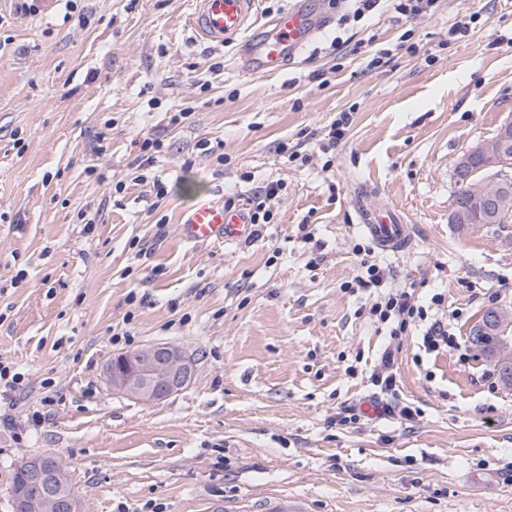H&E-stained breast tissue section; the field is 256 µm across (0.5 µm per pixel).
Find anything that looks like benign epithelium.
I'll return each mask as SVG.
<instances>
[{"mask_svg": "<svg viewBox=\"0 0 512 512\" xmlns=\"http://www.w3.org/2000/svg\"><path fill=\"white\" fill-rule=\"evenodd\" d=\"M485 161L488 175L472 180L467 195L473 202H493L512 178V122L500 126L491 140L471 148L456 161L461 170L471 155ZM194 376V362L170 344H147L110 358L105 378L112 389L142 403H155L184 389ZM27 480L15 492L23 506L36 512H83L82 498L68 477V467L55 455H40L26 463Z\"/></svg>", "mask_w": 512, "mask_h": 512, "instance_id": "7a95c632", "label": "benign epithelium"}]
</instances>
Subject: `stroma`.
Segmentation results:
<instances>
[{"instance_id": "stroma-1", "label": "stroma", "mask_w": 512, "mask_h": 512, "mask_svg": "<svg viewBox=\"0 0 512 512\" xmlns=\"http://www.w3.org/2000/svg\"><path fill=\"white\" fill-rule=\"evenodd\" d=\"M20 4L0 0V361L27 387L0 393V512L15 467L45 452L67 463L85 512H260L279 499L303 512H512V386L469 343L486 309L512 308V222L463 232L450 219L457 158L512 120V0L346 24L343 6L315 0L328 27L262 76L236 68L238 41L193 32L194 0ZM460 22L468 35L449 39ZM336 37L348 42L337 54ZM343 112L344 138L321 151ZM147 137L161 148L138 182ZM273 181L276 218L250 240L182 238L198 196L249 204ZM372 190L413 239L372 248L386 276L361 289ZM407 285L469 349L427 354L410 327L396 393L340 424L341 405L374 399L387 336L368 310ZM150 343L183 349L195 375L144 404L104 365ZM404 404L413 420L393 413Z\"/></svg>"}]
</instances>
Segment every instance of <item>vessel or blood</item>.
Instances as JSON below:
<instances>
[{
	"label": "vessel or blood",
	"mask_w": 512,
	"mask_h": 512,
	"mask_svg": "<svg viewBox=\"0 0 512 512\" xmlns=\"http://www.w3.org/2000/svg\"><path fill=\"white\" fill-rule=\"evenodd\" d=\"M256 5L257 0H197L191 27L199 37L219 46L240 38L239 69L267 75L282 72L326 25L309 0H293L257 26L253 23ZM361 211L365 231L382 250L399 252L409 246L411 226L400 211L380 204L371 193L363 197ZM180 224L185 240L195 244L215 239L232 243L253 231L248 208L225 206L213 193L198 197Z\"/></svg>",
	"instance_id": "b4317fda"
}]
</instances>
